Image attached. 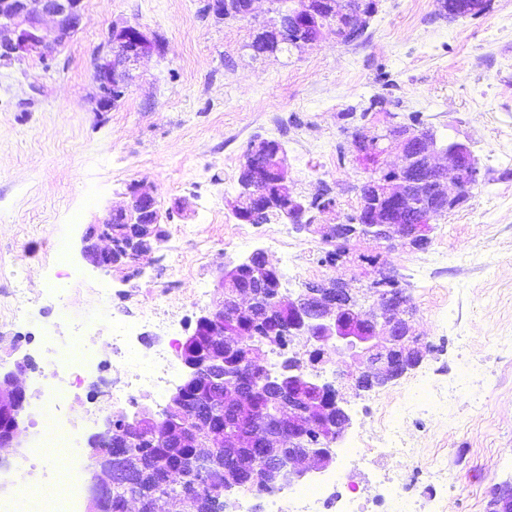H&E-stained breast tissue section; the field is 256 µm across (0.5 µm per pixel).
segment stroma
<instances>
[{"label":"stroma","mask_w":512,"mask_h":512,"mask_svg":"<svg viewBox=\"0 0 512 512\" xmlns=\"http://www.w3.org/2000/svg\"><path fill=\"white\" fill-rule=\"evenodd\" d=\"M87 24L52 59L0 68V354L30 357L20 382L30 400L20 445L0 451L14 461L33 439L44 353L39 333L54 320L41 303L30 322L12 318L11 292L44 294L59 272L51 249L65 238L77 279L69 281L70 312L85 325L81 340L115 377L112 315L121 297L142 306L167 303L189 336L201 309L220 304L222 269L254 250L280 256L267 244L273 228L232 212L238 173L255 137L286 151L289 181L308 195L329 184L333 211L321 224L342 223L360 206L363 170L340 147L351 137L342 113L361 112L383 98L386 111L420 113L444 142L467 144L480 167L478 185L453 212L435 217L430 252L448 255L426 279L415 273L421 252L402 244L378 247L355 239L352 255L371 252L378 267L395 270L415 308L413 329L432 350L418 363L436 384L464 378L455 401L433 422L404 434L425 458L447 462L460 477L442 495L441 512H487L489 492L512 482V0L454 20L437 17L435 0H379L361 40L343 44L334 30L302 49L257 57L249 48L259 20L203 17L202 0H84ZM127 21L161 34L163 55L141 60L122 101L98 111L93 58L113 23ZM139 183L170 211L169 237L209 235L202 259L171 252L167 242L124 280L121 271L94 266L85 256L89 228L123 206ZM218 208L204 214L202 200ZM301 283L357 278L358 263H320V236L292 232ZM108 282L115 298L99 302ZM207 288L196 303L199 288ZM394 380L360 394L346 393L351 417L346 438L376 425Z\"/></svg>","instance_id":"1"}]
</instances>
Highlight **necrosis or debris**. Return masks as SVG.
I'll return each mask as SVG.
<instances>
[{"label":"necrosis or debris","instance_id":"necrosis-or-debris-1","mask_svg":"<svg viewBox=\"0 0 512 512\" xmlns=\"http://www.w3.org/2000/svg\"><path fill=\"white\" fill-rule=\"evenodd\" d=\"M180 320L175 313L158 310L140 312L135 320L112 322V351L122 366V375L108 379L96 351L89 346L73 347L63 336H44L46 347L45 386L39 396L41 427L28 454L15 464L17 478L0 512H13L16 504L27 502L44 469L48 449L62 448L66 454L61 468L67 485L63 493L37 502L32 512H82L83 479L69 448L80 444L82 430L61 415L71 394L86 391L88 398L106 396L118 404L137 394L162 398L176 372L178 354L158 347L141 349L134 333L151 326L160 336L173 335ZM431 404L387 405L377 419L380 437L377 447L355 438L336 449L337 464L309 480L286 482L267 493L265 512H426L434 505L437 487H451L447 470L438 464L420 463V451L406 440L402 425H415L431 417ZM424 475L426 493L415 498L407 494L405 474Z\"/></svg>","mask_w":512,"mask_h":512}]
</instances>
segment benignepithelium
I'll list each match as a JSON object with an SVG mask.
<instances>
[{"mask_svg": "<svg viewBox=\"0 0 512 512\" xmlns=\"http://www.w3.org/2000/svg\"><path fill=\"white\" fill-rule=\"evenodd\" d=\"M235 2L237 0H206V14L219 20L229 18L231 13L238 18L253 14L255 0H243L238 6ZM375 8L376 0H340L338 3L335 0H277V6L271 9L273 17L262 25L259 43L263 53L272 54L288 36L299 46L312 42L314 37L305 35V30L314 16L324 11L338 12L351 25L363 28ZM86 23L84 0H0V62L11 65L34 57L46 61ZM164 50L165 41L158 34L127 21L113 24L93 61L98 111H111L124 97L134 65L144 57L160 56ZM392 147L401 153V162L387 167L381 163V157ZM353 150L360 159L373 157L378 168L360 182L359 191L371 199L372 208L368 210L366 223L352 233L379 244L399 238L416 248L429 241L432 218L457 209L464 201L466 188L478 182L480 174L478 161L468 145L457 141L440 145L433 130L405 128L389 118L373 134H359ZM438 151L448 155V165L440 166L435 162L434 154ZM271 168L276 170L283 184H288L286 155L281 149L251 170L250 179L242 185L234 205L236 217L248 213L253 220L269 208L261 185ZM127 197L123 212L131 217V224H138L147 210L153 212L154 223H159L158 202L141 185H129ZM308 203L306 198L290 196L285 217L300 222L301 230L333 241L336 225L317 224L315 217H306L310 212ZM85 255L98 268H120V264L112 261L110 248L99 251L91 246L86 248ZM244 267L252 270L253 279L259 284L267 280L271 265L265 252L257 251L247 260L224 268L216 288L224 289V284L234 281ZM334 285L333 281L324 282L288 298V308L294 312V322L289 326L291 337L305 338L301 352L307 355L304 361L294 359L290 370L307 377V366L333 364L347 357L351 363L336 371V378L347 381L358 394L382 387L414 367L422 351L414 345V312L409 304L393 290L377 292L375 306L365 316V323L359 325L342 316V300ZM258 299L250 288L237 290L225 298V304L202 311L196 332L222 340L232 350L239 347L238 340L224 336V320L233 318L239 310L254 309ZM391 347L403 349L407 356L398 362L373 363L367 359L371 352ZM180 359L185 377L170 397L164 412L165 421H157L156 414L144 407L130 420L108 422L105 431L97 437L110 442L117 433L125 445L130 446L137 442L138 431L146 425L152 427L155 436L168 428V421L189 419L193 428L180 435V445L197 449L198 461L208 466L213 474L214 489L219 494L226 487L237 486L250 491L267 486L277 481L285 469L288 476L301 480L310 472V462H318L321 469L333 462L331 445L342 438L350 418L343 407L345 399L341 389L332 382H323L321 388L334 395L332 409L336 411V423H325L323 431L328 447H300L298 440L306 426L308 411L293 392L279 390L270 396L275 412L267 417L268 426L262 434L263 442L270 447L266 460L251 467L242 480L224 475V449L245 448L247 441L223 434L222 420L206 413L191 412L184 400L185 388L200 379L214 385L224 384L223 359L212 356L191 362L183 355ZM29 366L31 361L27 359L13 370L0 372V417L8 418L6 429L0 431L1 448L14 447L23 432L21 414L28 400L25 389L17 384L16 374ZM92 458L94 474L87 512H112V486L123 479L127 471L123 461L112 458L110 453L98 449L92 453Z\"/></svg>", "mask_w": 512, "mask_h": 512, "instance_id": "7a95c632", "label": "benign epithelium"}]
</instances>
